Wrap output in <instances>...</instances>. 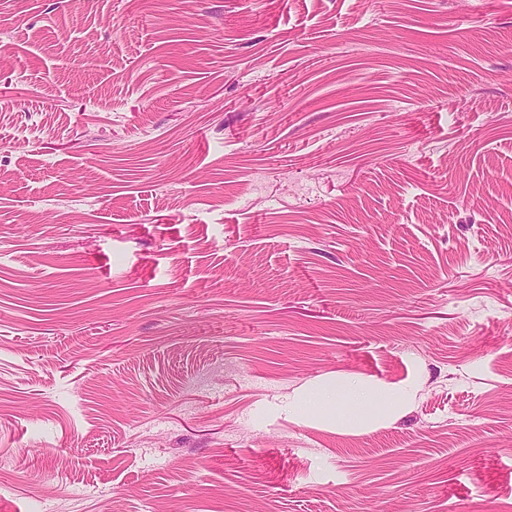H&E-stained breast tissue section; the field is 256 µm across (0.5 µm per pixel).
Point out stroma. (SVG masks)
I'll use <instances>...</instances> for the list:
<instances>
[{"label": "stroma", "mask_w": 512, "mask_h": 512, "mask_svg": "<svg viewBox=\"0 0 512 512\" xmlns=\"http://www.w3.org/2000/svg\"><path fill=\"white\" fill-rule=\"evenodd\" d=\"M0 171V512H512V0H0ZM414 394L413 389L375 392L340 379L301 393L289 410L301 414L320 411L329 414L336 427L357 429L392 418Z\"/></svg>", "instance_id": "stroma-1"}]
</instances>
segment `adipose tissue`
Listing matches in <instances>:
<instances>
[{
    "instance_id": "ef3b65f1",
    "label": "adipose tissue",
    "mask_w": 512,
    "mask_h": 512,
    "mask_svg": "<svg viewBox=\"0 0 512 512\" xmlns=\"http://www.w3.org/2000/svg\"><path fill=\"white\" fill-rule=\"evenodd\" d=\"M413 397L410 389L372 391L340 379L301 393L291 409L301 414L320 411L339 427L357 429L392 418Z\"/></svg>"
}]
</instances>
